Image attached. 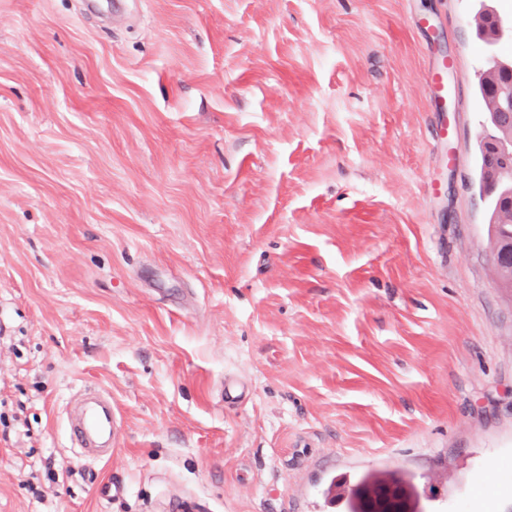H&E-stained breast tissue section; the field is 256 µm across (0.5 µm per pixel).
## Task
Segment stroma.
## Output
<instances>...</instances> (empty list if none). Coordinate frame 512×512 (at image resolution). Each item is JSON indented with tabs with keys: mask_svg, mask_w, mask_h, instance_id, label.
Returning <instances> with one entry per match:
<instances>
[{
	"mask_svg": "<svg viewBox=\"0 0 512 512\" xmlns=\"http://www.w3.org/2000/svg\"><path fill=\"white\" fill-rule=\"evenodd\" d=\"M476 12L0 0V512H343L369 470L512 512ZM68 427L72 442L87 458L108 460L118 433L112 399L102 392H84L70 403Z\"/></svg>",
	"mask_w": 512,
	"mask_h": 512,
	"instance_id": "1",
	"label": "stroma"
}]
</instances>
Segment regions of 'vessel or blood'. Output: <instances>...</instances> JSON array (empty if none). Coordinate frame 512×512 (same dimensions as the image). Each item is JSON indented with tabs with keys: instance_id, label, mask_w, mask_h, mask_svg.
I'll list each match as a JSON object with an SVG mask.
<instances>
[{
	"instance_id": "b4317fda",
	"label": "vessel or blood",
	"mask_w": 512,
	"mask_h": 512,
	"mask_svg": "<svg viewBox=\"0 0 512 512\" xmlns=\"http://www.w3.org/2000/svg\"><path fill=\"white\" fill-rule=\"evenodd\" d=\"M68 427L72 442L85 457L111 458L118 421L108 395L98 391L79 394L69 405Z\"/></svg>"
}]
</instances>
